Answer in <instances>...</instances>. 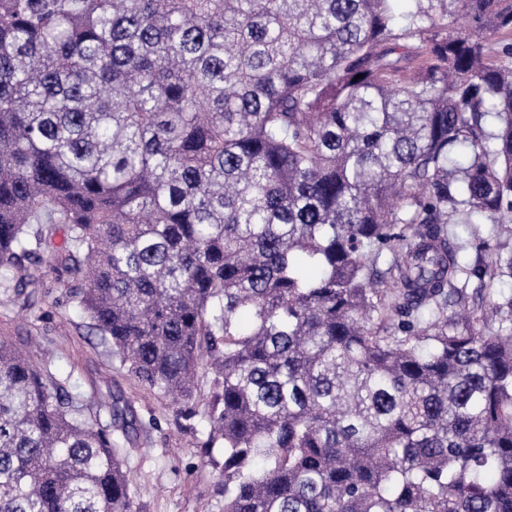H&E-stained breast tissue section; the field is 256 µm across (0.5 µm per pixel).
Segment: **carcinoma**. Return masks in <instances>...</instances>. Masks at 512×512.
Listing matches in <instances>:
<instances>
[{"label": "carcinoma", "instance_id": "carcinoma-1", "mask_svg": "<svg viewBox=\"0 0 512 512\" xmlns=\"http://www.w3.org/2000/svg\"><path fill=\"white\" fill-rule=\"evenodd\" d=\"M460 214L512 223V0H0V284L47 256L143 387L212 373L224 512H512V254ZM132 506L0 342V512Z\"/></svg>", "mask_w": 512, "mask_h": 512}]
</instances>
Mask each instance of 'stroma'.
<instances>
[{
	"mask_svg": "<svg viewBox=\"0 0 512 512\" xmlns=\"http://www.w3.org/2000/svg\"><path fill=\"white\" fill-rule=\"evenodd\" d=\"M480 231L490 247L512 250V226L479 218L449 225L466 245ZM68 276L50 263H33L0 286V341L48 359L54 377L94 416V400L114 396L134 414L130 438L114 433L127 467L133 512H224V450L205 447L210 379H197L192 400L175 403L142 387L70 294Z\"/></svg>",
	"mask_w": 512,
	"mask_h": 512,
	"instance_id": "obj_1",
	"label": "stroma"
}]
</instances>
